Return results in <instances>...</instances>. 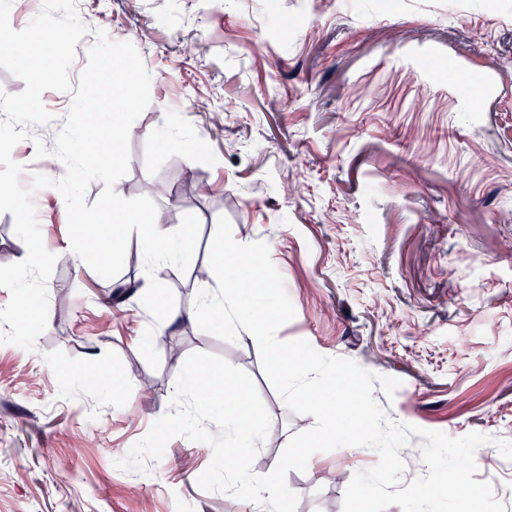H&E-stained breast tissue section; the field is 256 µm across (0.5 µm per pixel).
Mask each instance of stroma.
<instances>
[{"mask_svg": "<svg viewBox=\"0 0 512 512\" xmlns=\"http://www.w3.org/2000/svg\"><path fill=\"white\" fill-rule=\"evenodd\" d=\"M87 33L131 42L151 75L132 126L125 198L159 184L156 220L200 221L186 272L156 268L179 321L153 325L140 296L141 244L104 279L70 249L60 193L36 192L43 241L56 255L49 318L34 351L0 344V512H257L202 490L208 444L172 438L146 474L125 457L169 409L175 378L196 352L253 379L271 428L253 463L270 473L297 433L248 334L201 331L193 302L217 287L209 249L219 218L234 240L264 241L294 305L282 340L394 377L375 388L390 418L453 438L512 440V0H76ZM71 94L49 90L53 123L12 150L26 176L62 178L53 148ZM207 182L201 203L181 198ZM65 310L59 320L55 311ZM154 326L158 368L138 346ZM121 385L101 400L97 373ZM476 480L512 512V460L485 444ZM379 454L349 446L289 471L296 512H343L353 475Z\"/></svg>", "mask_w": 512, "mask_h": 512, "instance_id": "1", "label": "stroma"}]
</instances>
